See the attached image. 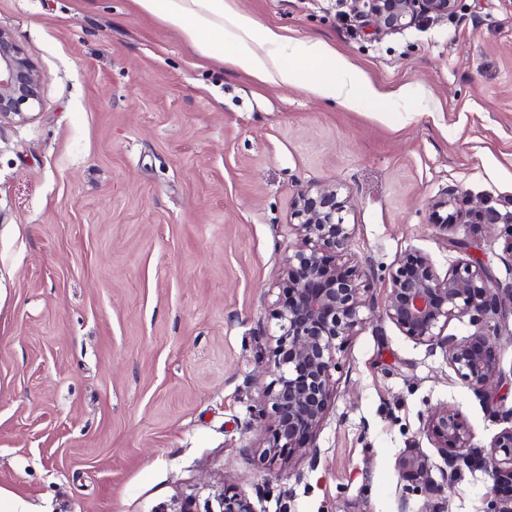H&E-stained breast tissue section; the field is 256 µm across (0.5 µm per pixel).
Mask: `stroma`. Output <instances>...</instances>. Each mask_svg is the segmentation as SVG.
Wrapping results in <instances>:
<instances>
[{
    "label": "stroma",
    "mask_w": 512,
    "mask_h": 512,
    "mask_svg": "<svg viewBox=\"0 0 512 512\" xmlns=\"http://www.w3.org/2000/svg\"><path fill=\"white\" fill-rule=\"evenodd\" d=\"M296 58L326 42L386 97L347 109L202 60L135 0H0L46 75L42 106L0 122V512H178L230 487L256 512H398L404 451L461 411L488 446L512 408L462 384L441 351L375 317L340 346L336 397L307 461L261 458L274 304L294 198L336 186L349 264L384 301L409 253L438 273L471 254L512 282V0H458L388 34L349 0H235ZM495 208L430 224L433 200ZM464 470L447 512H483ZM456 199L452 197H446L442 200L434 201L431 204V222L430 224H436L439 228L447 233L448 230H456L459 224H479L481 221H489L495 223L498 217L495 215L492 209L485 210L484 212H469L468 222L461 221L458 218L457 211H450L454 208ZM446 210V213L444 214ZM442 212V213H441Z\"/></svg>",
    "instance_id": "obj_1"
}]
</instances>
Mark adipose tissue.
<instances>
[{"mask_svg":"<svg viewBox=\"0 0 512 512\" xmlns=\"http://www.w3.org/2000/svg\"><path fill=\"white\" fill-rule=\"evenodd\" d=\"M139 9L160 16L177 31L198 57L223 58L222 38L232 29L239 50L232 62L263 83L292 82L315 94L335 98L348 108L378 103L383 95L358 75L349 63L338 59L324 42L303 45L301 59L289 63L273 55L260 54L263 45H277L282 36L260 27L239 11L233 0H136Z\"/></svg>","mask_w":512,"mask_h":512,"instance_id":"obj_1","label":"adipose tissue"}]
</instances>
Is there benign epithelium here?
<instances>
[{"instance_id": "benign-epithelium-1", "label": "benign epithelium", "mask_w": 512, "mask_h": 512, "mask_svg": "<svg viewBox=\"0 0 512 512\" xmlns=\"http://www.w3.org/2000/svg\"><path fill=\"white\" fill-rule=\"evenodd\" d=\"M352 3L380 33L404 29L422 15L446 16L456 8V0ZM45 80L13 36L0 29V120H25L39 109ZM454 204L452 197L433 202L431 223L443 231L457 229L461 219ZM345 208L334 186L305 190L293 204L298 244L283 263L285 294L273 313L278 327L274 379L266 386L264 401L251 413L253 423L269 434L262 454L274 462L299 457L316 464L318 449L312 438L331 405L337 341L355 335L378 311L417 343L440 349L477 397L490 399L502 387L498 350L502 337L512 343V284L502 285L474 256L457 261L441 276L428 257L412 254L397 260L384 304L378 307L369 275L340 262L353 233L345 223ZM454 320L468 321L473 333L463 339L446 334ZM426 432L446 464L441 481L431 476L434 465L426 455L404 453L398 466L413 482L412 491L431 505L428 512H445L441 500L464 466H477L492 480L483 512H512V426L499 432L477 457L473 435L455 408L443 405L431 411ZM204 512L255 509L249 498L223 491L206 501Z\"/></svg>"}]
</instances>
